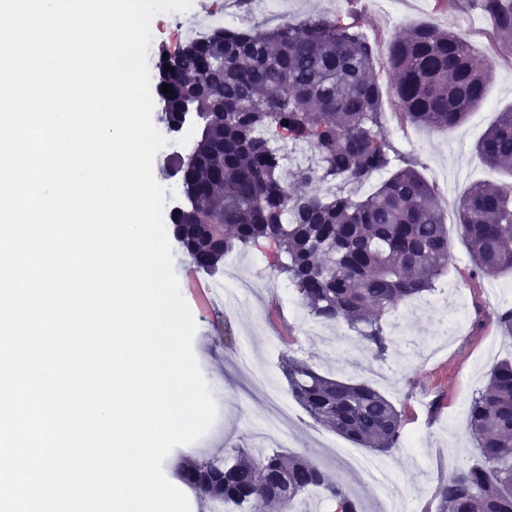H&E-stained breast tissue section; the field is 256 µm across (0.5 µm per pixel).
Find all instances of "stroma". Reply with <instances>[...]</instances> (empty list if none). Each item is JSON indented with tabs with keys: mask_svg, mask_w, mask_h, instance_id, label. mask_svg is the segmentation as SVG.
<instances>
[{
	"mask_svg": "<svg viewBox=\"0 0 512 512\" xmlns=\"http://www.w3.org/2000/svg\"><path fill=\"white\" fill-rule=\"evenodd\" d=\"M284 7L292 21L321 14L357 22L368 40L382 48L406 28L429 23L462 35L489 61L487 108L479 118H467L448 130H432L410 123L394 97H387L382 108V121L398 154L416 164L437 195L448 198L449 256L443 278L458 288V300L470 318L456 326L439 306L402 302L382 318L392 344L377 361L346 325L327 327L321 336L312 334L313 318L289 311L282 298L289 281L270 267L265 252L239 251L235 273L252 281V305L228 313L214 289L224 272L207 275L183 249L173 247V269L196 325L193 352L217 416L197 441L174 448L163 470L169 476L178 461H202L230 448L252 447L264 407L243 391L245 379L236 368L240 352L264 367L274 391L284 396L289 393L282 370L286 357L304 360L322 375L351 382L363 381L360 366L373 362L384 377L372 385L402 412L403 436L415 432L422 436L420 445H401L377 460L399 483L410 512H435L439 482L453 468L477 459L468 421L471 400L486 385L493 366L512 358V338L497 323L498 313L512 305L501 294L503 287H512V275L474 273L457 224V203L472 184L512 182V176L488 166L475 149L498 114L512 108V52L503 47L476 0H397L392 13L385 0H285ZM292 410L295 422L277 432V440L339 477L366 512H379L378 488L344 471L331 452L335 445L347 447V440L316 423L300 405Z\"/></svg>",
	"mask_w": 512,
	"mask_h": 512,
	"instance_id": "1",
	"label": "stroma"
}]
</instances>
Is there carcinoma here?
<instances>
[{
    "mask_svg": "<svg viewBox=\"0 0 512 512\" xmlns=\"http://www.w3.org/2000/svg\"><path fill=\"white\" fill-rule=\"evenodd\" d=\"M512 47V0H478ZM381 50L359 27L310 15L248 31L219 30L160 63L158 119L172 123L195 97L198 139L178 157L185 203L171 214L174 236L198 268L214 271L236 247L273 244L277 263L309 315L345 324L383 357V315L420 297L448 266V226L432 185L403 161L363 200L349 187L387 169L394 148L382 122L391 94L407 119L448 129L485 100L487 60L434 25L389 44L393 83L375 77ZM282 147L306 146L317 165L285 172ZM490 165L512 170V109L477 142ZM341 180L334 193L321 184ZM459 229L474 267L512 272V184H475L458 201ZM295 400L317 423L351 443L388 454L402 414L368 383L327 378L304 362L283 366ZM480 462L459 467L435 491L436 512H512V361H501L469 406ZM182 479L215 505L293 512L319 494L335 512H362L345 484L314 460L286 450L233 448L184 468Z\"/></svg>",
    "mask_w": 512,
    "mask_h": 512,
    "instance_id": "cac0c4a2",
    "label": "carcinoma"
}]
</instances>
